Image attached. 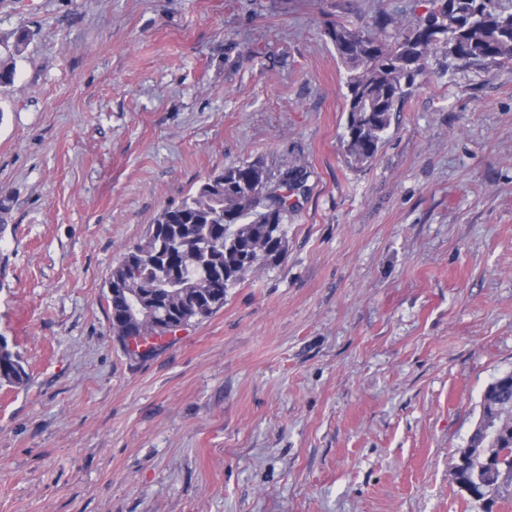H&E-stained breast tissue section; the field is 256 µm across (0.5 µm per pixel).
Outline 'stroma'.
<instances>
[{"mask_svg":"<svg viewBox=\"0 0 512 512\" xmlns=\"http://www.w3.org/2000/svg\"><path fill=\"white\" fill-rule=\"evenodd\" d=\"M427 0H0V512H512L454 476L512 371V63L430 62L371 160L335 23ZM260 162L288 251L147 357L106 283L162 209ZM28 383V373L17 354L8 344L0 346V386L22 388ZM498 399H512V372L504 373L487 386L481 405L484 401L494 402Z\"/></svg>","mask_w":512,"mask_h":512,"instance_id":"1","label":"stroma"}]
</instances>
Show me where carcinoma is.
Listing matches in <instances>:
<instances>
[{"label":"carcinoma","mask_w":512,"mask_h":512,"mask_svg":"<svg viewBox=\"0 0 512 512\" xmlns=\"http://www.w3.org/2000/svg\"><path fill=\"white\" fill-rule=\"evenodd\" d=\"M387 21L375 31L356 33L338 24L327 30L347 77L348 149L359 162L372 159L383 134L428 61L438 56L475 62L485 68L512 63V13L496 0H431L427 16L413 26L396 27L392 40L381 37ZM21 35L13 51L0 59V86L13 84L14 56L21 54ZM293 167L276 182L267 200L246 192L250 182H267L255 162L231 166L209 178L178 205L164 208L144 237L112 269L107 282L112 331L132 356L150 352L149 341L162 339L224 307L229 288L257 266L278 264L288 249L285 215L290 197L304 182ZM28 373L8 345L0 346V386L22 388ZM512 399V373L491 382L483 400ZM490 453L512 473V422L505 423ZM464 463L455 470L467 491L497 481L487 453L460 449Z\"/></svg>","instance_id":"obj_1"}]
</instances>
